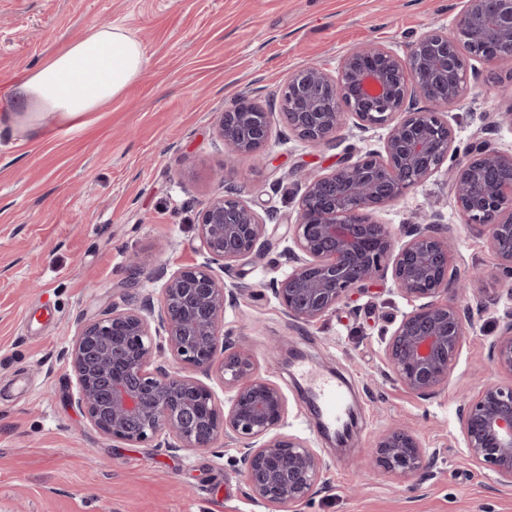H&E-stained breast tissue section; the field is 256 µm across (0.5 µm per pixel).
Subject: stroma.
I'll return each mask as SVG.
<instances>
[{
    "label": "stroma",
    "mask_w": 512,
    "mask_h": 512,
    "mask_svg": "<svg viewBox=\"0 0 512 512\" xmlns=\"http://www.w3.org/2000/svg\"><path fill=\"white\" fill-rule=\"evenodd\" d=\"M459 9V0H0V113L27 69L90 24L122 26L148 59L143 78L101 111L36 137L0 129V512H269L247 493L236 445L193 452L104 437L72 404L75 378L61 357L83 320L136 290L160 296L157 266L202 263L197 216L225 186L272 225L274 247L232 271L253 289L227 308L224 334L249 345L288 399V433L326 463L316 492L286 512H512V488L468 460L459 423L486 383L512 381L490 351L512 310V282L458 214L447 168L375 213L398 234L440 213L453 230L454 264L486 271L470 297L489 308L475 312L447 386L421 397L384 374L386 342L410 309L390 280L313 324L286 317L267 287L295 217V168L337 166L343 148L308 146L276 119L274 162L262 166L227 157L215 138L220 112L237 97L278 111L295 71L337 72L368 40L404 51L430 30L453 31ZM479 71L442 111L457 144L479 135L511 151L512 57ZM275 344L300 358L269 362ZM305 368L343 378L356 411L347 446L321 434ZM396 422L416 426L436 451L423 475L368 472L377 434Z\"/></svg>",
    "instance_id": "obj_1"
}]
</instances>
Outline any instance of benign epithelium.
<instances>
[{
	"instance_id": "1",
	"label": "benign epithelium",
	"mask_w": 512,
	"mask_h": 512,
	"mask_svg": "<svg viewBox=\"0 0 512 512\" xmlns=\"http://www.w3.org/2000/svg\"><path fill=\"white\" fill-rule=\"evenodd\" d=\"M512 45V0H463L455 33L433 29L404 53L368 42L346 54L333 75L318 65L296 71L281 91L280 115L300 141L318 147L344 138V116L361 132L385 128L381 148L348 156L332 170L296 169L290 194L298 198L283 249L289 268L270 282L284 313L312 324L379 279L413 309L402 315L385 346L397 381L425 396L448 384L466 325L457 304L466 291L451 263L453 235L441 216L414 225L400 240L373 211L398 201L452 162V194L464 223L487 235L490 249L512 277V152L486 139L455 145L442 113L417 101H453L468 84L467 59L494 62ZM273 113L246 96L220 113L216 133L230 155L272 163ZM204 262L163 280L159 305L151 295L114 304L80 325L63 351L76 380L74 403L100 433L130 445L153 442L207 451L222 440L240 445L251 497L271 509L305 501L324 462L308 441L286 434L288 399L263 378L250 349L224 342V311L245 289L224 274L270 249L265 220L245 200L224 190L197 219ZM498 372L512 377V311L493 342ZM170 354L193 371L155 365ZM217 372L224 406L195 377ZM460 427L471 462L512 486V383L491 381L465 405ZM425 449L418 431L393 423L377 436L372 465L404 476L422 471Z\"/></svg>"
}]
</instances>
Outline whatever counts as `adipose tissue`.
<instances>
[{
    "label": "adipose tissue",
    "instance_id": "obj_1",
    "mask_svg": "<svg viewBox=\"0 0 512 512\" xmlns=\"http://www.w3.org/2000/svg\"><path fill=\"white\" fill-rule=\"evenodd\" d=\"M144 47L126 29L89 25L63 52L30 67L13 86L4 121L13 132L40 135L119 97L146 70Z\"/></svg>",
    "mask_w": 512,
    "mask_h": 512
}]
</instances>
